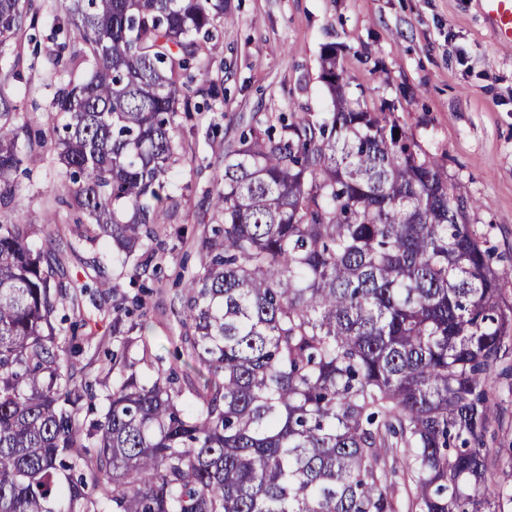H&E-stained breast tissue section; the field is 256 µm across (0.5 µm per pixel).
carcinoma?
<instances>
[{
  "mask_svg": "<svg viewBox=\"0 0 512 512\" xmlns=\"http://www.w3.org/2000/svg\"><path fill=\"white\" fill-rule=\"evenodd\" d=\"M39 0H0V85ZM224 0H65L54 18L50 126L0 92V512H507L512 454L488 444L512 304L469 201L392 113L372 112L321 58L327 112H254L224 149L185 296L191 392L154 359L138 379L141 296L116 297L112 383L78 376V297L35 224L11 213L48 145L60 191L135 284L166 251L163 193L191 147L180 120ZM24 147L18 146L19 138Z\"/></svg>",
  "mask_w": 512,
  "mask_h": 512,
  "instance_id": "1",
  "label": "carcinoma"
}]
</instances>
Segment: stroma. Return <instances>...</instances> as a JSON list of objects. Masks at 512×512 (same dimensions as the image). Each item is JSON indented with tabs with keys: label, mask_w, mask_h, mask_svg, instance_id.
Returning <instances> with one entry per match:
<instances>
[{
	"label": "stroma",
	"mask_w": 512,
	"mask_h": 512,
	"mask_svg": "<svg viewBox=\"0 0 512 512\" xmlns=\"http://www.w3.org/2000/svg\"><path fill=\"white\" fill-rule=\"evenodd\" d=\"M63 0H42L34 45L22 49L29 92L7 88L20 111L46 114L52 91L43 84L54 50L52 18ZM233 23L221 26L204 59L203 81L217 98L177 136L193 159L176 167L177 185L167 234L169 251L149 280L144 328L137 347L172 362L182 385H200L207 371L183 343L184 281L199 269L198 241L217 214L211 199L224 174V148L236 141L254 112H324L321 57L335 46L351 99L369 108L391 106L422 152L448 171V181L472 206L469 223L484 233L502 265L512 266V41L497 39L481 0H226ZM33 177L21 180L14 216L40 223L56 214L34 248L50 251L77 293L83 352L77 369L101 378L112 346V294L93 288L98 246L77 245L75 213L60 203L54 150L32 159Z\"/></svg>",
	"instance_id": "obj_1"
}]
</instances>
